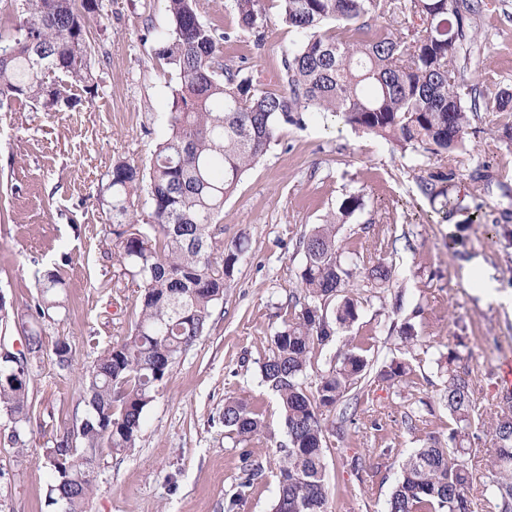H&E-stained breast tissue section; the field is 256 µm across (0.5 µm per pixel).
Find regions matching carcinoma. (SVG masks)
<instances>
[{"instance_id": "1", "label": "carcinoma", "mask_w": 512, "mask_h": 512, "mask_svg": "<svg viewBox=\"0 0 512 512\" xmlns=\"http://www.w3.org/2000/svg\"><path fill=\"white\" fill-rule=\"evenodd\" d=\"M19 17L13 33L0 35V104L25 101L46 112L74 106L71 88L97 89L100 54L85 38L88 15L101 0H14ZM268 0H233L238 28L262 45ZM282 21L296 37L282 57V87L258 88L253 79L222 60L232 33L200 18L195 0H167L168 32L155 55L173 82L170 132L153 154L149 172L117 162L103 187L124 266L140 277L139 311L122 341L105 348L81 375L78 403L85 416L56 435L45 450L51 482L49 504L59 512H87L97 455L134 448L144 413L172 366L206 332L224 283L250 248L240 237L224 246L216 218L244 174L267 153L286 125L302 128L311 116L330 113L352 128L394 148L435 158L464 149L481 108L512 112V91L480 99L464 79V63L478 49L475 20L485 0H276ZM407 18L398 36L369 20L385 10ZM454 172L420 178L418 190L432 211L452 213L448 182ZM146 191L151 211L135 217L134 197ZM352 194L339 216L302 237L303 299L288 303L290 318L273 336L271 354L260 364L262 382L280 400L288 444L280 448L278 493L272 512H329L325 479L328 429L348 419L346 397L366 379L368 349L350 345L320 368L325 346L359 317V301L348 288L359 276L384 288L393 267L379 262L357 268L342 260L336 218L362 209ZM63 280L56 269L39 277V296L23 315L30 361H0V411L8 427L0 438L22 451L32 411V367L46 353L42 332L32 327L64 307ZM74 356L67 338L52 357L67 370ZM463 357L449 350L444 399L455 427L448 442L430 436L403 460L387 512H474L468 459L478 426L492 431L486 491L498 512H512V393L489 421L476 408L473 381ZM410 367L391 361L377 377L392 385L409 382ZM314 383H308L309 378ZM224 429L245 442L265 427L263 414L244 398H229ZM239 488L254 486L263 465L241 452Z\"/></svg>"}]
</instances>
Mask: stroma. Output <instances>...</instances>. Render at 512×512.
<instances>
[{
	"instance_id": "obj_1",
	"label": "stroma",
	"mask_w": 512,
	"mask_h": 512,
	"mask_svg": "<svg viewBox=\"0 0 512 512\" xmlns=\"http://www.w3.org/2000/svg\"><path fill=\"white\" fill-rule=\"evenodd\" d=\"M103 3L102 16L85 27L87 41L107 54L97 91L73 89L77 103L62 112L25 102L0 108V294L10 310L24 312L38 295L41 273L57 269L66 307L44 323L43 341L50 348L65 337L75 347L70 369L59 370L49 357L33 369L27 446L19 451L0 443V512H53L45 450L57 431L84 416L81 373L127 335L140 293L138 279L122 263L99 189L116 162L148 170L168 133L171 82L154 48L170 22L166 0ZM475 27L482 48L467 62L466 81L482 89L490 75L499 87L512 89V0H486ZM295 40L273 4L263 47L254 48L252 36L239 33L224 44V61L244 67L260 87L274 88L282 56ZM510 120V113L482 110L466 152L442 161L401 153L331 115L301 129L285 126L218 217L225 242L247 236L249 251L226 281L206 333L161 384L136 448L96 461L91 512H224L237 490L245 449L263 463L265 475L234 512H270L279 448L288 437L259 365L288 317L289 296L302 291L300 238L352 193L364 207L338 227L345 260L383 261L392 264L394 276L386 288L354 281L359 318L324 354L364 344L375 359L411 364L413 374L401 388L366 379L357 389L354 421L327 435L330 512H385L402 454L429 435L447 437L455 422L444 401L441 354L454 349L466 356L478 407L484 415L496 414L504 389L500 366L512 359V221L493 243L485 225L467 218L477 210L497 216L512 209L502 191L512 186V144L498 137ZM479 163L490 181L472 180ZM438 170L455 173L449 195L456 210L446 220L417 187L419 176ZM458 233L469 254L465 260L448 245ZM478 275L496 283L498 298L476 294ZM406 323L419 337L409 350L391 332ZM230 397L248 399L267 423L263 434L243 445L224 434L220 416ZM474 445V512H496L493 498L482 492L489 431H479ZM355 456L367 463L359 475L349 468Z\"/></svg>"
}]
</instances>
